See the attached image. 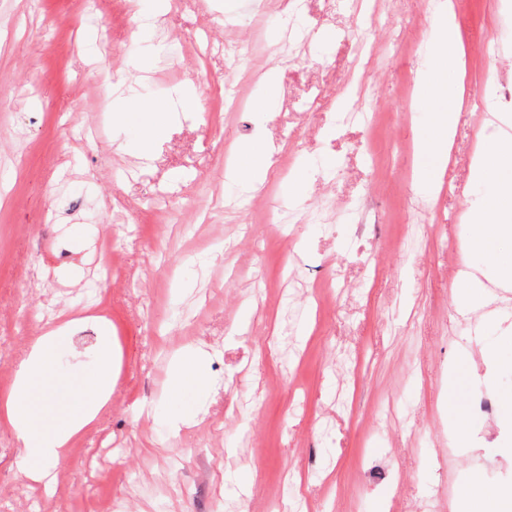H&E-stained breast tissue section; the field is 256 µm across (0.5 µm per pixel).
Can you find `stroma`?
<instances>
[{
    "label": "stroma",
    "instance_id": "35a3bbf8",
    "mask_svg": "<svg viewBox=\"0 0 512 512\" xmlns=\"http://www.w3.org/2000/svg\"><path fill=\"white\" fill-rule=\"evenodd\" d=\"M176 0L148 26L125 0H0V334L14 365L49 325L100 306L112 326V400L72 443L51 488L29 480L13 431L0 425V503L15 512H437L473 480L512 487L498 455L512 396V300L481 322L452 302L479 185L468 167L488 111L512 113V0H451L465 46L461 70L429 49L438 0H296L292 26L265 0ZM239 43L235 57L224 43ZM430 66L448 85L470 81L480 106L459 117L440 193L415 194L419 158H389L373 142L415 139L427 113L404 76ZM278 70L279 107L230 113L236 73ZM371 79L353 112L336 98ZM164 101L172 117L142 160L132 129L101 101ZM190 87L202 106L179 101ZM387 124L373 128L369 111ZM277 146V173L257 192L227 194L234 144ZM335 160L331 178L288 179L301 158ZM120 254L109 266L108 252ZM67 341L60 406L77 392L100 341L96 325ZM210 353L211 390L192 400L179 433L167 373L186 348ZM501 367L472 415L475 449L457 448L448 406L471 408L484 364Z\"/></svg>",
    "mask_w": 512,
    "mask_h": 512
}]
</instances>
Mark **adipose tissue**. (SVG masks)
I'll return each mask as SVG.
<instances>
[{"label":"adipose tissue","mask_w":512,"mask_h":512,"mask_svg":"<svg viewBox=\"0 0 512 512\" xmlns=\"http://www.w3.org/2000/svg\"><path fill=\"white\" fill-rule=\"evenodd\" d=\"M432 49L452 61L464 57L461 33L447 9L433 15ZM417 85L425 98L449 100L447 107L430 111L429 129L417 139L419 153L432 156L436 170L429 173L415 169L413 187L417 194L432 197L440 192L451 163L464 96H449L447 84L426 68L419 71ZM488 124L494 132L480 137L469 170L470 181L485 187L484 194L469 201L465 210L474 232L463 250L472 254L484 251L490 240H512V120L494 112ZM277 152V147L271 145L245 150L243 161L228 168V183L247 192L258 191L274 170ZM463 282L464 289L454 297L456 306L477 318H490L492 289H512V259L491 261L480 274H465ZM76 325L72 319L39 336L17 364L11 389L0 395V424L15 433L22 446V464L32 465V478L46 486L52 483V470L65 457L72 439L97 418L112 397V347L106 343L90 370L74 383L79 394L77 403L65 413H53L54 395L48 385L56 376L58 353ZM207 358V352L199 348L177 357L168 378L170 394L177 396L187 389L208 392L212 382L205 369ZM452 512H512V489L472 485L457 498Z\"/></svg>","instance_id":"obj_1"}]
</instances>
